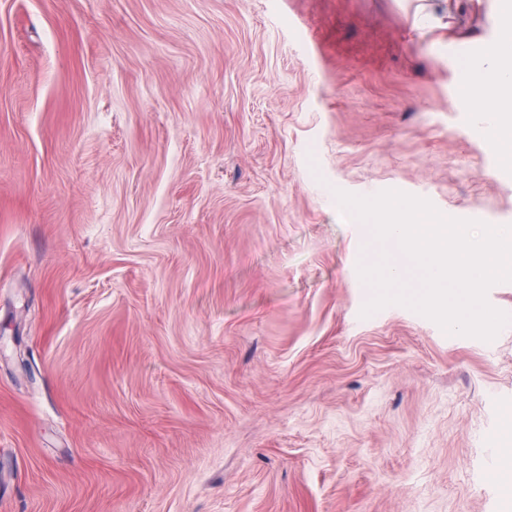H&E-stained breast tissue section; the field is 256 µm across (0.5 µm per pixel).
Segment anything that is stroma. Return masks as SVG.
Listing matches in <instances>:
<instances>
[{"mask_svg":"<svg viewBox=\"0 0 512 512\" xmlns=\"http://www.w3.org/2000/svg\"><path fill=\"white\" fill-rule=\"evenodd\" d=\"M495 0H0V512H505L512 324L361 317L335 190L512 225L455 95Z\"/></svg>","mask_w":512,"mask_h":512,"instance_id":"35a3bbf8","label":"stroma"}]
</instances>
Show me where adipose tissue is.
Segmentation results:
<instances>
[{"label":"adipose tissue","instance_id":"obj_1","mask_svg":"<svg viewBox=\"0 0 512 512\" xmlns=\"http://www.w3.org/2000/svg\"><path fill=\"white\" fill-rule=\"evenodd\" d=\"M460 92L476 102L478 135L492 142L503 166L512 167V21L486 45Z\"/></svg>","mask_w":512,"mask_h":512}]
</instances>
